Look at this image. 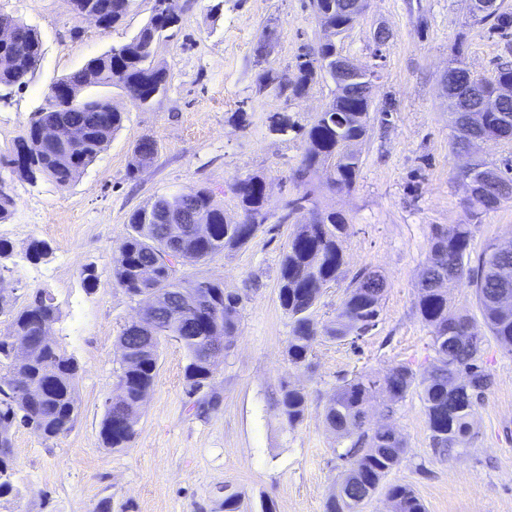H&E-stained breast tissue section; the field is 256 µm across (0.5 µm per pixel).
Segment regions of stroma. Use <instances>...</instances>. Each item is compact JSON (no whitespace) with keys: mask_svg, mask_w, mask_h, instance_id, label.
<instances>
[{"mask_svg":"<svg viewBox=\"0 0 512 512\" xmlns=\"http://www.w3.org/2000/svg\"><path fill=\"white\" fill-rule=\"evenodd\" d=\"M154 0H135L123 23L102 31L81 23L66 0H0V12L34 27L43 55L28 85L0 96V154H9L25 132L48 86L88 59L129 40L149 18ZM180 15L158 58L168 86L149 110L133 105L116 88L96 93L123 112L124 123L95 162L70 185L30 181L0 169V183L14 199L0 223L10 255L0 271V294L9 302L0 329L32 294L48 290L60 311L53 336L78 363V415L55 438L26 429L13 435L14 489L0 497V512H224L235 496L239 512H326L342 470L343 447L324 421L336 389L363 372L385 373L399 364L430 371L435 352L430 330L416 307L419 273L433 226L465 222V186L457 180L468 156L453 148L454 129L440 77L450 49L461 44L465 62L490 79L501 61L512 62V34L490 33L469 18V0H370L346 36L343 49L362 66L376 68L375 110L356 149L360 155L352 192H332L322 174L299 182L304 129L332 96L331 80L311 83L305 95L286 100L280 86L298 75L296 58L323 37L311 0H174ZM385 26L390 38L375 47L371 32ZM278 33L267 60L253 47L264 29ZM271 83L259 89L258 81ZM288 114L294 127L273 129L268 118ZM156 140L154 162L131 170L142 137ZM260 177L268 220L245 246L180 267L182 286L201 280L223 284L242 298L233 346L216 366L208 392L213 403L197 408L187 395V356L181 344L162 341L152 389L139 411L127 448L105 447L101 423L116 393L118 340L139 309L112 277L117 247L129 232L133 211L157 195L205 187L239 220L231 187ZM321 206L343 214L346 278L324 289L314 310L318 335L307 366L289 363L291 323L279 299L282 256L295 227L287 199L305 188ZM468 265L486 242L512 237V202L484 213L472 228ZM40 241L48 254L34 259ZM379 269L388 287L376 325L360 339L336 340L322 330L336 315L347 278ZM97 275L84 281L85 269ZM448 303L466 314L481 336L493 387L476 403L465 444L434 448L420 389L410 390L392 415L372 402V426L391 424L405 443L398 466L360 507L390 512L388 490L408 486L426 512H512V352L490 335L468 282L451 284ZM301 389L307 408L288 425L278 410L283 384Z\"/></svg>","mask_w":512,"mask_h":512,"instance_id":"obj_1","label":"stroma"}]
</instances>
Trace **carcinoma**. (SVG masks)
<instances>
[{
  "instance_id": "obj_1",
  "label": "carcinoma",
  "mask_w": 512,
  "mask_h": 512,
  "mask_svg": "<svg viewBox=\"0 0 512 512\" xmlns=\"http://www.w3.org/2000/svg\"><path fill=\"white\" fill-rule=\"evenodd\" d=\"M165 0H154L151 15L129 41L89 60L80 69L56 81L72 95L45 93L43 104L32 118L12 154L0 159L28 180L46 178L67 186L94 162L112 137L122 128L124 113L109 111L92 101L87 92L112 86L121 90L133 105L143 110L167 91L168 73L157 55L161 44L170 38L169 31L177 19L165 8ZM71 12L80 18L98 12L113 27L128 15L134 0H67ZM314 15L323 28H336L350 22V15L339 9L338 0H312ZM475 23L507 33L512 29V12L496 4L482 16H471ZM0 27L16 31V41L0 47V88L23 87L35 73L42 55L37 32L21 20L0 14ZM334 53V44L322 41L298 57V76L288 87L287 98H301L310 83L327 75L326 60ZM448 71L459 96L475 83V77L455 47L448 60ZM512 89V65L498 67L488 95ZM373 101L354 90L332 92L326 109L316 113L304 133L301 167L296 178L302 181L318 169L327 173L326 186L335 192H349L356 185L359 155L348 144L364 139L372 117ZM50 124L59 129L56 140L35 149H26L37 128ZM479 137L512 141V99L501 110L481 113ZM157 155L156 141L142 138L134 148L135 169L152 163ZM460 178L469 189L465 205V224L435 226L429 239V254L418 285L416 308L421 321L430 329L435 364L424 377L407 365H399L382 375H359L336 389L326 406V425L348 445L339 459L345 462L339 476V489L327 502L326 512H355V509L378 488L386 474L396 467L404 454L402 439L389 426L372 429L366 423V406L379 398L387 412L414 386L422 387L427 425L436 448L446 452L460 445L470 432L469 416L474 404L492 384L491 374L483 361V349L471 341L470 322L464 315L451 311L448 291L440 281L457 282L464 278L474 288L484 323L496 341L512 349V243L490 240L479 258L477 268L465 266L471 246L470 224L481 215L512 201V194L485 198L477 193L467 175ZM242 220H226L224 207L206 189L183 190L158 195L136 209L129 217L131 232L117 250L112 274L117 285L128 295L137 297L149 290L163 291L168 304L147 325L125 326L121 337L137 344L134 359L120 364L117 374L122 392L112 407L106 409L101 437L112 449L127 447L135 435L140 401L150 392L157 369L158 350L163 339H173L184 348L188 363L185 371L187 392L209 385L213 367L209 350L214 341L224 339L229 347L238 331L242 298L224 290V285L203 280L198 282L203 300L191 314L183 311L178 270L165 265L166 223L158 215L178 210V224L187 226L193 213L203 214L210 227L205 237L185 234L179 238L180 265L199 263L212 255L248 243L268 220L265 211L263 181L249 176L234 184ZM286 215L306 210L310 219L300 225L288 242L280 266V300L291 320L288 361L298 366L306 362L317 340L312 314L329 284L343 277L342 237L345 217L321 208L310 191L285 203ZM386 288L384 277L365 268L352 279L336 312L328 333L334 339L359 337L375 325ZM59 319V309L51 294L39 289L31 301L11 315L6 328L0 330V367L9 377L0 380V496L13 490L12 437L27 429L46 438L65 433L77 417L76 379L78 365L60 343L42 336V327ZM24 338L29 344L25 358L13 354L11 340ZM306 410L305 394L295 388H283L279 401L280 415L288 424L299 423ZM390 499L400 512H425V507L405 485H393Z\"/></svg>"
}]
</instances>
